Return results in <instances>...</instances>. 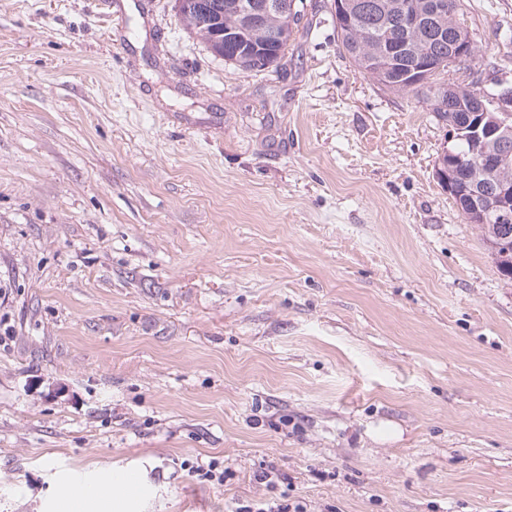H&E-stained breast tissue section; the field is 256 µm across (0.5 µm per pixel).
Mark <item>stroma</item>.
<instances>
[{"label": "stroma", "mask_w": 512, "mask_h": 512, "mask_svg": "<svg viewBox=\"0 0 512 512\" xmlns=\"http://www.w3.org/2000/svg\"><path fill=\"white\" fill-rule=\"evenodd\" d=\"M332 0L235 69L175 0H0V512H512V279ZM445 82L512 85V0ZM216 463L235 476L198 479ZM236 512H309L303 499L282 491L279 497L239 504Z\"/></svg>", "instance_id": "1"}]
</instances>
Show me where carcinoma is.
<instances>
[{"mask_svg": "<svg viewBox=\"0 0 512 512\" xmlns=\"http://www.w3.org/2000/svg\"><path fill=\"white\" fill-rule=\"evenodd\" d=\"M243 0H184L178 12L180 23L199 34L212 53L236 69L261 72L279 65L288 41L303 18L298 0L263 14H248ZM333 22L342 48L358 72L377 84L397 92L420 93L428 109L442 122L461 132L451 151L464 158L472 148L466 123L480 113L486 120L501 122L512 136V116L495 111L492 92L478 83H442L434 78L452 66H461L477 54L471 45L467 54L449 57V45L462 29L456 19L458 0H333ZM413 10L419 22H404L405 11ZM224 28V44L214 42L217 29ZM484 180L474 165L458 171V193L453 195L467 222L476 220L465 204L462 192ZM484 240L495 256L497 268L512 277V249H495L502 225H482Z\"/></svg>", "mask_w": 512, "mask_h": 512, "instance_id": "obj_1", "label": "carcinoma"}]
</instances>
